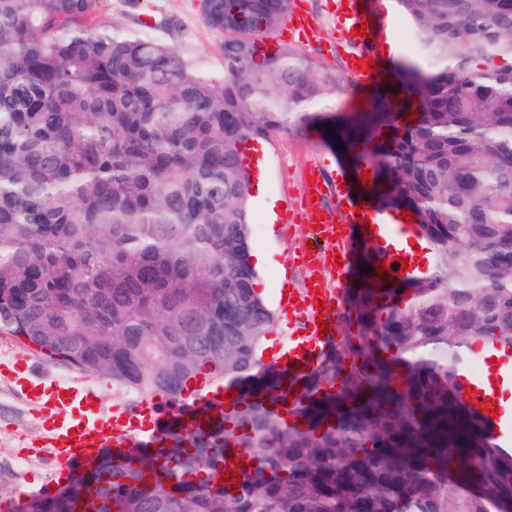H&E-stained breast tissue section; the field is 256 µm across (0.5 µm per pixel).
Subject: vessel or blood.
Here are the masks:
<instances>
[{
  "instance_id": "1",
  "label": "vessel or blood",
  "mask_w": 512,
  "mask_h": 512,
  "mask_svg": "<svg viewBox=\"0 0 512 512\" xmlns=\"http://www.w3.org/2000/svg\"><path fill=\"white\" fill-rule=\"evenodd\" d=\"M361 4L362 0H336L335 14L338 43L349 47L348 66L359 92L364 93L380 85L381 71L375 67L365 73L357 64L368 59L371 50L388 38L390 25L363 23ZM360 25L366 26V34H357ZM307 174L302 221L307 225L318 224L321 236L314 246L303 249L309 258L304 269L313 279L312 286L300 293L289 292L281 300L288 343L279 347L276 355L283 358V368L292 377L316 367L330 341L329 335L321 334L320 324L334 322L339 315L337 305L341 294L330 288L323 270L334 271L338 282H345L351 264L350 239L355 236L381 251L389 263L386 276H405L402 261L408 253L400 240L414 229L401 212L380 211L368 201L360 209L351 208L340 214L324 211L323 199L341 194V184L315 165L309 167ZM8 377L23 389L45 430L44 436L33 442L31 454L46 456L59 465L64 476L73 466L106 448L111 449L115 462H125L141 446L159 445L169 422L186 421L196 415L227 417L237 401L221 385L192 395L179 408L154 395L142 400L140 417L128 419L118 411L105 413L94 386L40 377L27 367L25 357H17ZM508 377L512 378V347L490 341L483 351L473 354L469 364L459 369L457 390L459 394L471 395L473 405L484 412L491 402L499 400L498 384ZM487 423L494 439L512 444V411L499 410Z\"/></svg>"
}]
</instances>
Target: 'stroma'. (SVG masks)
<instances>
[{
  "instance_id": "1",
  "label": "stroma",
  "mask_w": 512,
  "mask_h": 512,
  "mask_svg": "<svg viewBox=\"0 0 512 512\" xmlns=\"http://www.w3.org/2000/svg\"><path fill=\"white\" fill-rule=\"evenodd\" d=\"M330 3L331 0H294L296 8L310 13L316 20L320 31L316 40L300 41L290 35L284 23L271 37L279 45L292 47L316 63L335 69L343 90L335 101L327 104V111L341 119L364 118L368 130H376L377 117L389 95L376 88L366 99H359L355 83L345 72L343 52L336 46ZM381 4L393 25L391 40L398 53L387 56L379 50L373 56L374 61L393 70L400 63L418 60L412 24L396 0H381ZM102 18L116 31L164 43L184 59L202 63L210 70L218 72L223 67L222 37L206 24L200 0H103ZM312 162L349 186H356L360 179L349 159L329 146L319 127L311 124L298 133L272 135L265 142L260 171L263 190L250 198V245L266 258L257 270L256 288L275 312L280 309L282 289L299 292L306 286L305 271L296 264L295 256L307 241L309 230L302 224L277 223L276 216L287 209L298 210L304 172ZM41 434V424L30 407L0 377V512H12L14 505L35 495L42 484L53 480V468L47 459L32 457L25 466L16 464L23 442Z\"/></svg>"
}]
</instances>
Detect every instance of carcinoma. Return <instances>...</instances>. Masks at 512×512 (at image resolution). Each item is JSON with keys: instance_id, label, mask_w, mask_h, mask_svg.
Returning <instances> with one entry per match:
<instances>
[{"instance_id": "1", "label": "carcinoma", "mask_w": 512, "mask_h": 512, "mask_svg": "<svg viewBox=\"0 0 512 512\" xmlns=\"http://www.w3.org/2000/svg\"><path fill=\"white\" fill-rule=\"evenodd\" d=\"M103 0H0V331L112 380L128 407L208 374L292 403L241 434L193 419L109 450L20 512H504L512 454L455 390L478 342L512 345V0H397L424 72L371 142L372 197L410 212L431 275L349 290L339 341L292 386L256 372L274 313L254 288L242 148L329 118L336 71L261 38L292 0H201L214 74L100 21ZM250 462L224 479L227 449Z\"/></svg>"}]
</instances>
